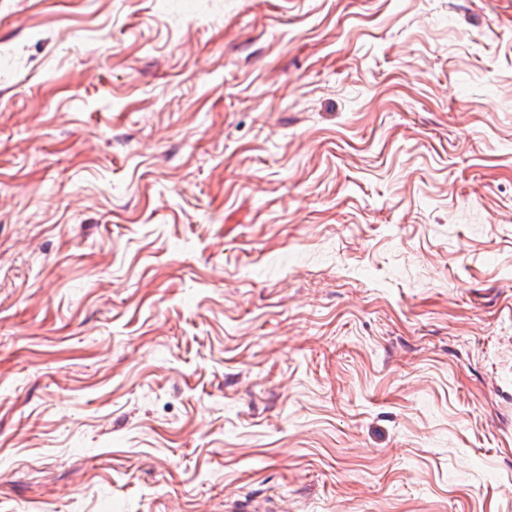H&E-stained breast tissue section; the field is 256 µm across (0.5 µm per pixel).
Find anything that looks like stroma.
I'll return each mask as SVG.
<instances>
[{
  "instance_id": "1",
  "label": "stroma",
  "mask_w": 512,
  "mask_h": 512,
  "mask_svg": "<svg viewBox=\"0 0 512 512\" xmlns=\"http://www.w3.org/2000/svg\"><path fill=\"white\" fill-rule=\"evenodd\" d=\"M512 512V0H0V512Z\"/></svg>"
}]
</instances>
